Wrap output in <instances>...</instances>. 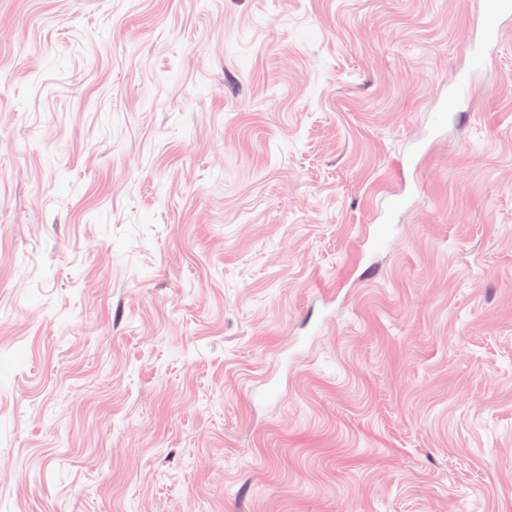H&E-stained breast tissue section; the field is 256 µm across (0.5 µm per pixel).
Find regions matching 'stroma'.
<instances>
[{
	"instance_id": "35a3bbf8",
	"label": "stroma",
	"mask_w": 512,
	"mask_h": 512,
	"mask_svg": "<svg viewBox=\"0 0 512 512\" xmlns=\"http://www.w3.org/2000/svg\"><path fill=\"white\" fill-rule=\"evenodd\" d=\"M484 3L0 0V512H512Z\"/></svg>"
}]
</instances>
